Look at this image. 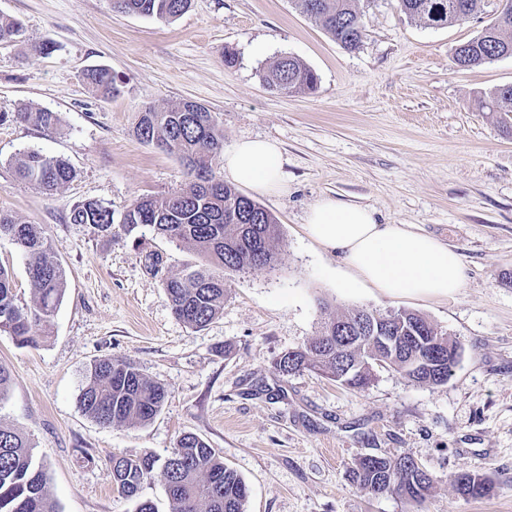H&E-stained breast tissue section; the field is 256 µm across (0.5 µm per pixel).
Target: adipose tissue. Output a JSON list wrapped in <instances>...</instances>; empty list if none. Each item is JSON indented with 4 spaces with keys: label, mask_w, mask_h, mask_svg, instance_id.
Listing matches in <instances>:
<instances>
[{
    "label": "adipose tissue",
    "mask_w": 512,
    "mask_h": 512,
    "mask_svg": "<svg viewBox=\"0 0 512 512\" xmlns=\"http://www.w3.org/2000/svg\"><path fill=\"white\" fill-rule=\"evenodd\" d=\"M224 173L263 194L285 188L283 154L270 141L238 142L224 155ZM305 231L340 253L348 272L344 287L369 285L391 297L443 299L463 286L458 252L411 225L378 223L367 207L323 199L311 208Z\"/></svg>",
    "instance_id": "obj_1"
}]
</instances>
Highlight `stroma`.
<instances>
[{
	"mask_svg": "<svg viewBox=\"0 0 512 512\" xmlns=\"http://www.w3.org/2000/svg\"><path fill=\"white\" fill-rule=\"evenodd\" d=\"M358 7L366 34L350 52L291 0H191L170 23L113 12L112 0H0V17L26 29L25 41L0 43V211L47 227L67 279L50 328L32 329L37 346L0 333V364L11 371L0 423L34 445L57 512H136L112 483L113 456L162 458L186 432L243 478L246 512H512V112L483 105L512 84V58L459 70L453 50L483 20L430 28L393 0ZM45 40L54 51H31ZM288 55L317 74L313 93L264 82ZM99 67L116 77L118 97L88 89L83 75ZM184 99L212 112L225 148L275 141L287 182L257 198L278 221L275 267L225 275L224 308L201 329L175 317L164 290L196 255L150 234L135 240L117 223L104 237L69 221L87 200L119 215L137 197L187 187L174 155L134 135L144 107ZM26 108L60 123L10 120ZM31 150L69 161L74 179L51 194L22 180L15 159ZM326 197L456 248L462 288L432 300L341 287L338 253L304 229ZM354 308L425 316L460 346L452 376L415 384L380 367L357 390L275 370L279 355ZM103 358L130 362L166 389L154 419L104 427L81 409L86 372ZM365 455L412 456L435 477L429 496L415 504L365 494L348 476ZM465 469L493 483L491 496L455 491Z\"/></svg>",
	"mask_w": 512,
	"mask_h": 512,
	"instance_id": "obj_1",
	"label": "stroma"
}]
</instances>
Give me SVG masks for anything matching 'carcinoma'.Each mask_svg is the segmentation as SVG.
<instances>
[{
  "mask_svg": "<svg viewBox=\"0 0 512 512\" xmlns=\"http://www.w3.org/2000/svg\"><path fill=\"white\" fill-rule=\"evenodd\" d=\"M357 0H293L295 8L314 19L345 49H358L365 35ZM397 10L427 27L444 28L466 22L486 12L488 0H395ZM191 0H112L115 12L174 21ZM26 30L18 20L0 19V42H22ZM503 57H512V0L495 9L493 21L476 36L457 45L452 62L470 69ZM266 83L286 93H309L317 88V74L299 59L282 56L264 76ZM85 80L98 98L110 100L120 93L112 73L93 68ZM493 111L512 112V85L488 96ZM12 119L49 129L57 126V113L45 109L15 112ZM138 140L178 156L189 186L168 197L143 196L123 211L121 227L127 234L150 232L206 260L166 278L164 288L175 317L195 329L208 325L224 308V272L271 266L276 257L273 242L277 221L261 204L217 177L223 162L224 131L208 108L181 100L139 113L134 128ZM19 176L51 192L74 178L62 159L37 151L16 160ZM73 224H89L103 236L112 234V206L89 200L70 213ZM7 238L25 255L26 272L34 290L30 305H19L12 274L0 265V331L14 336L18 345L34 347L32 325L51 322L66 289V272L58 261L45 225L22 223L0 211V238ZM380 322L387 336H416L408 349L381 362L409 381L438 385L449 379L457 365L458 343L426 318L406 310L387 314L353 309L330 318L320 333L291 353L281 355L275 368L283 375L310 371L353 389H363L372 379L376 359L368 357L375 342L350 323L359 319ZM167 391L134 365L105 358L91 365L79 394L82 410L102 425L146 422L163 407ZM112 482L118 492L139 500L137 512H156L140 493L155 469H160L168 499V512H246L248 490L243 479L224 465V457L194 433H185L175 448L158 462L154 456L112 459ZM351 481L365 493L396 494L421 503L433 486L432 475L414 458L364 456L349 470ZM453 485L463 497L484 498L493 492L483 475L464 470ZM0 512H57L46 487L43 463L34 446L16 429L0 423Z\"/></svg>",
  "mask_w": 512,
  "mask_h": 512,
  "instance_id": "cac0c4a2",
  "label": "carcinoma"
}]
</instances>
